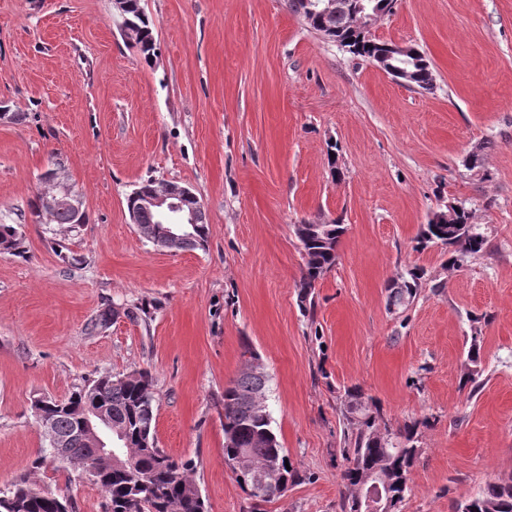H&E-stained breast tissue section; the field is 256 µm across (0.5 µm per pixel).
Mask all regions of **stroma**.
Wrapping results in <instances>:
<instances>
[{"label":"stroma","instance_id":"stroma-1","mask_svg":"<svg viewBox=\"0 0 512 512\" xmlns=\"http://www.w3.org/2000/svg\"><path fill=\"white\" fill-rule=\"evenodd\" d=\"M142 5L149 64L114 0H0V224L22 235L21 252L0 250V489L33 473L77 512H105L78 472H32V403L145 370L158 445L191 464L208 512H254L224 463V388L248 349L299 473L261 512H339L354 386L390 428L421 424L398 512H457L512 477V0H397L372 35L423 52L430 91L325 39L289 0ZM486 140L482 180L462 161ZM58 163L86 223L31 213ZM150 179L200 199L205 248L140 236L126 201ZM451 203L488 236L455 268L445 246H416ZM335 221L347 231L309 312L294 227ZM415 267V301L389 311L388 281ZM109 306L137 316L92 328ZM474 342L475 392L461 381Z\"/></svg>","mask_w":512,"mask_h":512}]
</instances>
